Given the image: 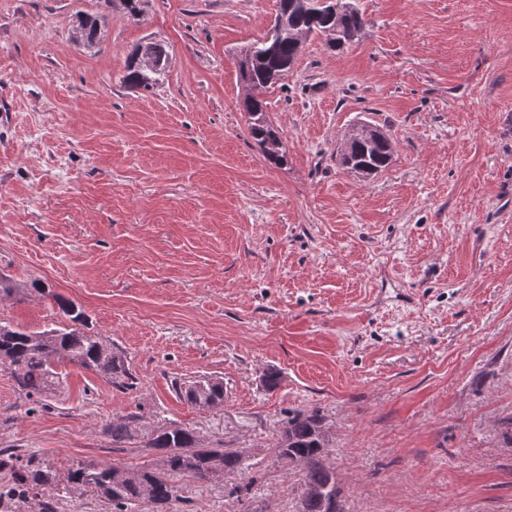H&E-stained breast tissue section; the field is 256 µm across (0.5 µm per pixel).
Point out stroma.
Instances as JSON below:
<instances>
[{"mask_svg": "<svg viewBox=\"0 0 512 512\" xmlns=\"http://www.w3.org/2000/svg\"><path fill=\"white\" fill-rule=\"evenodd\" d=\"M340 53L309 38L269 115L288 157L249 135L238 52L277 0H0V322L41 332L80 307L124 352L118 390L68 361L53 390L0 365V458L66 481L78 463L147 466L178 426L241 451L252 503L174 475L170 512H300L277 456L290 412L318 411L342 512H512V0H358ZM99 43L72 39L79 15ZM164 81L125 86L136 45ZM359 122L382 172L336 152ZM280 384L267 390V372ZM207 375L224 404L172 386ZM140 416L116 448L113 420ZM135 49H142L143 54L152 57L157 68L153 70L155 63L148 57L143 58L142 53H139V59L145 68L141 67L134 61L131 53L127 60L123 82L133 89L151 90L166 78L170 60L169 51L167 46L161 42H146L138 45ZM368 124H357L353 131L355 134L362 133L369 139L352 140L347 150L339 154V160L340 164L347 169L361 166L372 169L377 173L391 164L394 148L386 133L385 139L378 141L370 139L381 137L382 132Z\"/></svg>", "mask_w": 512, "mask_h": 512, "instance_id": "35a3bbf8", "label": "stroma"}]
</instances>
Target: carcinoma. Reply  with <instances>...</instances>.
Listing matches in <instances>:
<instances>
[{
	"instance_id": "carcinoma-1",
	"label": "carcinoma",
	"mask_w": 512,
	"mask_h": 512,
	"mask_svg": "<svg viewBox=\"0 0 512 512\" xmlns=\"http://www.w3.org/2000/svg\"><path fill=\"white\" fill-rule=\"evenodd\" d=\"M275 23L278 32L272 40L263 35L243 48L240 59L243 69L239 76L247 90L243 106L249 118L250 135L271 163L284 166L288 158L282 133L269 119L267 93L288 76L303 51L305 39L323 36L328 50L340 52L354 42L353 33L364 28L365 19L355 3L338 19L323 9L304 8L300 0H279ZM97 32L98 17L85 14L78 19L73 38L91 47L99 40ZM137 49L152 57L157 68L148 70L130 57L123 82L133 89L148 91L166 78L169 51L161 42H146ZM393 152L388 137L378 141L360 138L350 142L347 150L339 154V160L348 169L361 166L377 173L391 164ZM56 301L73 322L71 327L34 333L0 324V356L8 359L19 388L29 395L48 391L57 378L54 363L65 358L105 377L119 389L134 388L136 379L124 353L88 333L85 314L73 303L59 297ZM175 390L198 407H217L224 403V383L217 379L200 377L188 384L177 382ZM134 427L132 417L113 421L112 447L121 448L133 439ZM146 448L157 457V467L125 468L127 478L116 481L112 474L118 467L80 462L69 473L67 482L75 489L92 488L112 505V512H134V507L142 501L164 508L177 499V489L170 481L172 473L204 481L212 472L235 474L241 470L238 452L203 448L194 433L182 428L167 427L152 432ZM278 456L302 472L301 487L316 489L317 495L312 497L300 493L302 512H328L325 509L328 503L334 504V512H341L342 487L336 471L327 462L328 443L318 413L296 411L288 417ZM57 486L56 474L49 465L29 460L17 467L14 482L5 489L4 498L13 502L11 512H53L48 497Z\"/></svg>"
}]
</instances>
